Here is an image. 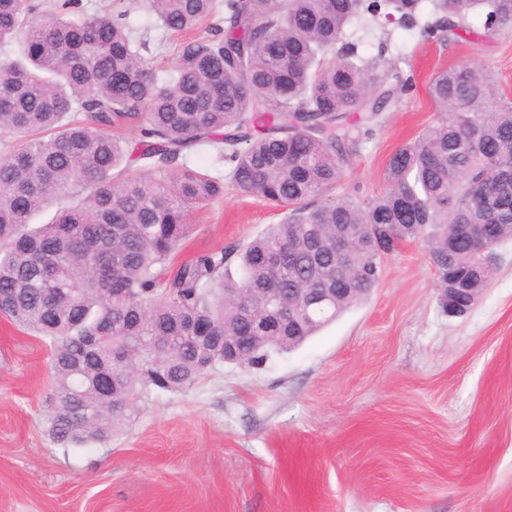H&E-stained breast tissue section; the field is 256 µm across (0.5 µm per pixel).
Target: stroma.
<instances>
[{"mask_svg": "<svg viewBox=\"0 0 512 512\" xmlns=\"http://www.w3.org/2000/svg\"><path fill=\"white\" fill-rule=\"evenodd\" d=\"M131 22L157 69L176 37ZM414 89L353 157L343 193L384 187L388 157L436 120L432 75L490 68L512 100V33L423 41L391 29ZM282 208L225 188L191 214L169 265L246 243ZM468 314L444 311L423 242L385 258L377 286L264 368L216 367L145 392L110 439L64 446L44 424L49 344L0 316V512H512V240Z\"/></svg>", "mask_w": 512, "mask_h": 512, "instance_id": "35a3bbf8", "label": "stroma"}]
</instances>
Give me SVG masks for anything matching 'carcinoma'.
<instances>
[{
	"mask_svg": "<svg viewBox=\"0 0 512 512\" xmlns=\"http://www.w3.org/2000/svg\"><path fill=\"white\" fill-rule=\"evenodd\" d=\"M142 0L167 32L207 23L160 76L134 37L131 7L88 13L82 0L35 11L0 0V313L49 340L46 423L56 441L103 439L141 390L181 391L225 364L224 341L249 336L275 286L295 311L288 340L267 339L232 365L258 368L361 303L398 242L428 247L443 304L471 309L512 239V101L484 67L437 72L435 123L387 160L385 187L340 194L360 140L412 79L385 49L365 58L348 27L366 18L432 41L512 32V0ZM138 132L127 153L114 130ZM211 152L225 177L200 173ZM238 191L287 208L243 248L208 252L167 276L191 211ZM52 220L33 223L47 206ZM487 224L476 255L463 229ZM349 243L344 260L336 240ZM281 255L273 267L266 257ZM238 260V276L230 271ZM318 288H345L316 302ZM252 305L242 311L243 298Z\"/></svg>",
	"mask_w": 512,
	"mask_h": 512,
	"instance_id": "carcinoma-1",
	"label": "carcinoma"
}]
</instances>
